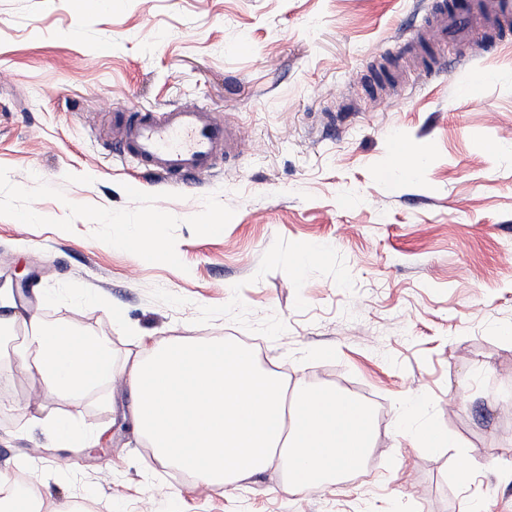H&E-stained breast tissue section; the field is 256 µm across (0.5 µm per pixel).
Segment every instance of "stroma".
Returning <instances> with one entry per match:
<instances>
[{
	"instance_id": "35a3bbf8",
	"label": "stroma",
	"mask_w": 512,
	"mask_h": 512,
	"mask_svg": "<svg viewBox=\"0 0 512 512\" xmlns=\"http://www.w3.org/2000/svg\"><path fill=\"white\" fill-rule=\"evenodd\" d=\"M429 6L0 0V319L67 322L119 357L137 336L253 338L289 384L372 396L376 424L358 483L292 493L272 468L203 493L101 381L42 399L99 436L72 476L21 409H0V474L34 461L49 501L107 512H512V50L435 41L446 76L403 69ZM189 100L240 131L234 159L186 185L114 152V110ZM149 222L176 261L121 244ZM405 408L450 446L408 449Z\"/></svg>"
}]
</instances>
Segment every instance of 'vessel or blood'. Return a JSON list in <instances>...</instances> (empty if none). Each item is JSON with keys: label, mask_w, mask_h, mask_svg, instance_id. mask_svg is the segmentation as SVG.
<instances>
[{"label": "vessel or blood", "mask_w": 512, "mask_h": 512, "mask_svg": "<svg viewBox=\"0 0 512 512\" xmlns=\"http://www.w3.org/2000/svg\"><path fill=\"white\" fill-rule=\"evenodd\" d=\"M420 33L464 44L469 50L512 47V7L503 0H474L471 8L449 9L447 0H432ZM112 124L121 132L117 151L147 171L181 182L208 174L220 155L237 152L236 130L197 103H182L163 112L129 109Z\"/></svg>", "instance_id": "b4317fda"}]
</instances>
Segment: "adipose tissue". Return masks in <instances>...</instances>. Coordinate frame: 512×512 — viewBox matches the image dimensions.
Masks as SVG:
<instances>
[{
	"mask_svg": "<svg viewBox=\"0 0 512 512\" xmlns=\"http://www.w3.org/2000/svg\"><path fill=\"white\" fill-rule=\"evenodd\" d=\"M13 350L45 393L68 400L97 379L128 394V416L163 463L192 474L196 488H237L278 467L284 489L342 482L373 447L366 408L328 388L289 389L242 345L156 338L115 359L107 336L38 315ZM59 448L95 441L74 417L39 419Z\"/></svg>",
	"mask_w": 512,
	"mask_h": 512,
	"instance_id": "adipose-tissue-1",
	"label": "adipose tissue"
}]
</instances>
